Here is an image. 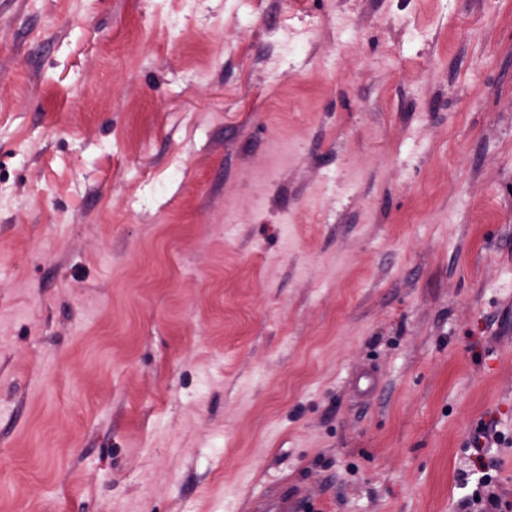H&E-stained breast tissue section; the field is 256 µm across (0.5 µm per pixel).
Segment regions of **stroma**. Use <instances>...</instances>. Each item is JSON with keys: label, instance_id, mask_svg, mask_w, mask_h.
I'll use <instances>...</instances> for the list:
<instances>
[{"label": "stroma", "instance_id": "35a3bbf8", "mask_svg": "<svg viewBox=\"0 0 512 512\" xmlns=\"http://www.w3.org/2000/svg\"><path fill=\"white\" fill-rule=\"evenodd\" d=\"M485 473L512 502V0H0V512Z\"/></svg>", "mask_w": 512, "mask_h": 512}]
</instances>
